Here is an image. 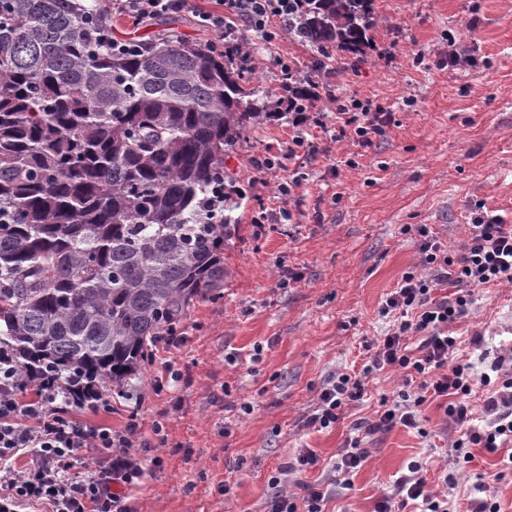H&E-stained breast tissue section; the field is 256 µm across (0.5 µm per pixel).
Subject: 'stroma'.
Returning a JSON list of instances; mask_svg holds the SVG:
<instances>
[{
    "label": "stroma",
    "mask_w": 512,
    "mask_h": 512,
    "mask_svg": "<svg viewBox=\"0 0 512 512\" xmlns=\"http://www.w3.org/2000/svg\"><path fill=\"white\" fill-rule=\"evenodd\" d=\"M374 7L381 22L371 45L356 59L337 53L332 82L342 99L385 107L394 124L366 146L350 129L332 141L336 121L326 118L310 130L321 148L314 157L288 155V119L249 129L226 159L229 180L271 153L305 181L291 197L269 186L242 200L224 249L223 287L193 302L179 327L183 342L154 344L151 362L129 382L130 397L113 396L111 414L100 418L118 428L135 410L143 430L164 423L166 447L139 451L145 475L128 497L135 512H266L270 476L308 448L320 464L290 474V492L329 483L351 419L372 418L402 376L371 378L367 397L335 427L301 422L322 382L360 369L363 340L388 330L379 308L418 261L403 227L429 225L453 251L479 208L512 223V0H375ZM242 37L269 93L278 91L281 61L313 64L314 51L292 37L270 45L250 31ZM455 43L474 65L449 66L444 53ZM283 208L292 222L262 229L252 222ZM283 268L297 278L287 288L276 285ZM452 332L463 357L477 333L487 352L512 347V287L488 289ZM421 420L419 432L398 426L367 436L366 462L326 512H374L414 460L427 463L430 481L453 476L450 512H464L476 472L501 512H512V479L496 477L512 451L478 448L460 468L448 461L450 429L438 403H425Z\"/></svg>",
    "instance_id": "stroma-1"
}]
</instances>
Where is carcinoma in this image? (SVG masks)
Returning a JSON list of instances; mask_svg holds the SVG:
<instances>
[{"label": "carcinoma", "instance_id": "carcinoma-1", "mask_svg": "<svg viewBox=\"0 0 512 512\" xmlns=\"http://www.w3.org/2000/svg\"><path fill=\"white\" fill-rule=\"evenodd\" d=\"M374 0H302L293 36L363 53ZM116 56L74 0H0V346L97 391L151 360L191 302L224 283L233 194L201 219L247 129L310 98L155 20Z\"/></svg>", "mask_w": 512, "mask_h": 512}]
</instances>
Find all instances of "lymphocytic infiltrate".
<instances>
[{
	"instance_id": "lymphocytic-infiltrate-1",
	"label": "lymphocytic infiltrate",
	"mask_w": 512,
	"mask_h": 512,
	"mask_svg": "<svg viewBox=\"0 0 512 512\" xmlns=\"http://www.w3.org/2000/svg\"><path fill=\"white\" fill-rule=\"evenodd\" d=\"M205 10L196 0H95L99 35L117 54L137 51L135 40L112 34V22L122 18L138 24L165 13H192L197 25L216 33L226 52L246 61L252 54L242 38L251 31L272 43L289 35L297 0H215ZM307 122L322 123L331 113L337 122L353 128L363 144L385 136L391 113L360 105L350 111L329 83L306 105H292ZM419 262L403 274L397 288L382 303V316L391 328L366 346L361 370L331 375L318 393L316 409L307 416L308 428L327 429L345 419L367 395L375 373L401 372L403 386L393 397H381L371 430L396 426L419 429L425 403L438 402L455 438L453 460L471 462L472 448L497 452L512 442V349L490 357L481 353V337H474L477 361L458 355L459 341L448 327L468 316L470 309L492 286L512 285V224L497 215L480 213L466 227L460 248L449 251L427 225L413 227ZM110 396L89 394L82 381H59L42 370L21 377L12 352L0 347V512H132L126 488L143 476L137 449L146 447L142 423L129 414L124 426L92 424L88 415L111 413ZM362 421H355L340 448L333 486L303 485L302 495L281 491L280 477H271L277 493L267 512H324L334 489L350 486L349 476L367 459ZM99 452L98 466L81 477L72 476L77 452ZM377 512H448L447 490H434L427 471L417 462L399 476L392 493L382 496Z\"/></svg>"
}]
</instances>
